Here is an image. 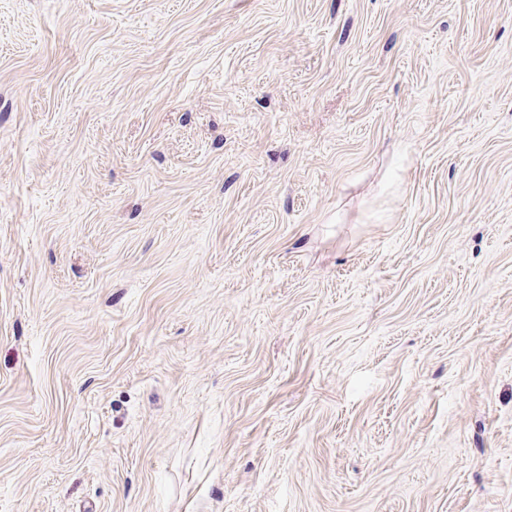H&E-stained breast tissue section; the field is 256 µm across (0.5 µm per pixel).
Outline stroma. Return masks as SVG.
<instances>
[{
  "label": "stroma",
  "mask_w": 512,
  "mask_h": 512,
  "mask_svg": "<svg viewBox=\"0 0 512 512\" xmlns=\"http://www.w3.org/2000/svg\"><path fill=\"white\" fill-rule=\"evenodd\" d=\"M0 512H512V0H0Z\"/></svg>",
  "instance_id": "obj_1"
}]
</instances>
